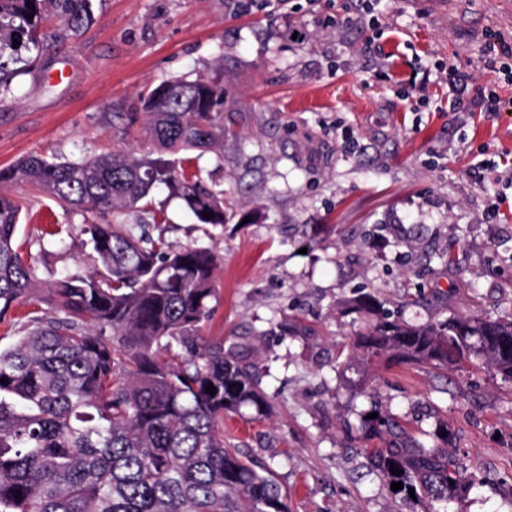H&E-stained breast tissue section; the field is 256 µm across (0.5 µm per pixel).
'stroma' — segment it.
Listing matches in <instances>:
<instances>
[{
  "instance_id": "obj_1",
  "label": "stroma",
  "mask_w": 512,
  "mask_h": 512,
  "mask_svg": "<svg viewBox=\"0 0 512 512\" xmlns=\"http://www.w3.org/2000/svg\"><path fill=\"white\" fill-rule=\"evenodd\" d=\"M96 21L0 103V168L32 152L79 160L130 144L138 94L221 71L224 157L199 161L233 209L203 239L180 200L154 193L172 248L222 257L200 334L242 345L269 402L224 419V438L271 468L289 512H405L343 423L371 401L409 428L447 425L485 486L449 512H512V384L478 366L376 364L363 388L340 355L368 318L363 292L426 323L512 318V198L495 202L485 151L512 171V0H98ZM495 90L498 115L457 96L449 68ZM17 243L41 284L85 274L84 218L17 186ZM67 225L68 248L48 235ZM422 292L420 304L400 306Z\"/></svg>"
}]
</instances>
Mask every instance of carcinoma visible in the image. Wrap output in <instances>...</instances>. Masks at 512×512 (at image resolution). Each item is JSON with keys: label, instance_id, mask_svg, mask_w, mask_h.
<instances>
[{"label": "carcinoma", "instance_id": "carcinoma-1", "mask_svg": "<svg viewBox=\"0 0 512 512\" xmlns=\"http://www.w3.org/2000/svg\"><path fill=\"white\" fill-rule=\"evenodd\" d=\"M94 20V0H0V101ZM140 102L141 137L155 157L126 146L74 162L32 153L0 169V187L21 184L82 213L94 261L89 274L50 283L49 309L29 308L24 334L0 348L8 380L0 383V512H288L272 471L224 442V416L244 406L265 416L268 403L247 357L222 339L199 342L221 259L203 246L174 250L149 232L168 222L152 201L158 185L204 236L227 219L224 190L207 185L202 169L165 158L223 147L224 81L169 80ZM22 211L0 190V320L35 289V271L17 251ZM352 310L373 316L342 362L360 381L383 356L443 369L452 349L455 362L512 382L510 318L409 324L370 293ZM355 433L370 469L403 484L393 495L405 512H448L480 486L450 435L435 430L421 441L377 401Z\"/></svg>", "mask_w": 512, "mask_h": 512}]
</instances>
